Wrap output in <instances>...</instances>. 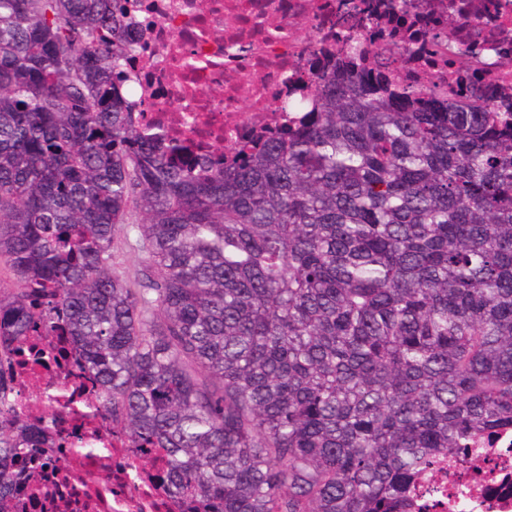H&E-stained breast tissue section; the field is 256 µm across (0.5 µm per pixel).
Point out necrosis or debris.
Instances as JSON below:
<instances>
[{"mask_svg": "<svg viewBox=\"0 0 512 512\" xmlns=\"http://www.w3.org/2000/svg\"><path fill=\"white\" fill-rule=\"evenodd\" d=\"M390 0H136L130 14L139 34L126 66L127 92L144 125L161 130L185 154L219 160L267 132L298 124L318 81L312 58L334 68L346 36L371 28L398 47L394 73L402 84L433 79L443 101L467 102L472 83L493 101L512 99V0H406L394 14ZM480 31L490 66L461 69L448 61L442 35L461 41ZM429 35V50L407 54L411 33ZM78 362L47 360L17 367L19 393L38 387L47 395L74 389ZM103 444V456L77 459L74 447ZM79 498L77 512H172L166 470L151 448L129 447L112 421L96 418L81 428L53 424L38 450ZM17 496L12 512H42L51 482L26 458L12 468ZM433 512H512V428L490 450L448 453V491L433 497Z\"/></svg>", "mask_w": 512, "mask_h": 512, "instance_id": "obj_1", "label": "necrosis or debris"}]
</instances>
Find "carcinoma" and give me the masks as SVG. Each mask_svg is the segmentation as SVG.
Returning <instances> with one entry per match:
<instances>
[{
    "label": "carcinoma",
    "mask_w": 512,
    "mask_h": 512,
    "mask_svg": "<svg viewBox=\"0 0 512 512\" xmlns=\"http://www.w3.org/2000/svg\"><path fill=\"white\" fill-rule=\"evenodd\" d=\"M128 2L0 0V506L48 431L13 343L69 336L77 417L159 449L177 512H422L512 427V109L398 97L350 37L301 127L201 164L133 117ZM145 258L146 254L142 250L124 245L122 249L116 253L115 261L120 270L133 278L139 273Z\"/></svg>",
    "instance_id": "obj_1"
}]
</instances>
